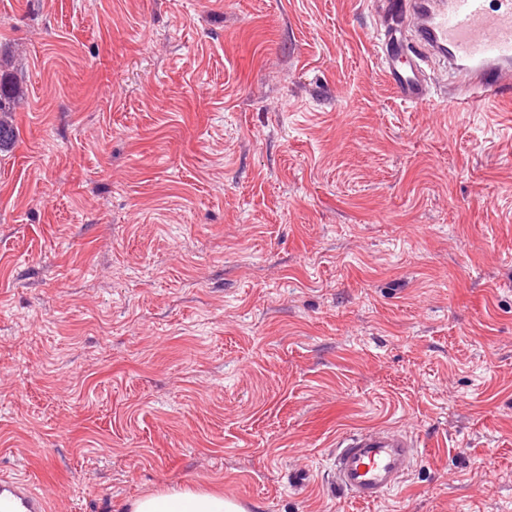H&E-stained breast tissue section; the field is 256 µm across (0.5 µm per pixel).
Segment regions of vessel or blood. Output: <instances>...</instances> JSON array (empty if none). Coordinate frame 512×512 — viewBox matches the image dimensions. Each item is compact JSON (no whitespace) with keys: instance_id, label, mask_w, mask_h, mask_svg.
Wrapping results in <instances>:
<instances>
[{"instance_id":"vessel-or-blood-1","label":"vessel or blood","mask_w":512,"mask_h":512,"mask_svg":"<svg viewBox=\"0 0 512 512\" xmlns=\"http://www.w3.org/2000/svg\"><path fill=\"white\" fill-rule=\"evenodd\" d=\"M488 0H413L419 50L396 52L397 32L385 35L379 59L401 101L433 104L451 112L478 100L512 104V0L489 12ZM441 54L465 90L434 93L420 65L424 55ZM413 441L398 431L364 430L343 437L333 456L331 477L350 498L374 503L394 490L406 469ZM0 512H50L47 499L26 479L0 476Z\"/></svg>"}]
</instances>
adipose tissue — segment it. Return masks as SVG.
I'll return each instance as SVG.
<instances>
[{
	"instance_id": "obj_1",
	"label": "adipose tissue",
	"mask_w": 512,
	"mask_h": 512,
	"mask_svg": "<svg viewBox=\"0 0 512 512\" xmlns=\"http://www.w3.org/2000/svg\"><path fill=\"white\" fill-rule=\"evenodd\" d=\"M124 512H247L236 500L205 490L168 488L128 501Z\"/></svg>"
}]
</instances>
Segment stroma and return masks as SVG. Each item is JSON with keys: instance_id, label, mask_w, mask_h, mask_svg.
<instances>
[{"instance_id": "35a3bbf8", "label": "stroma", "mask_w": 512, "mask_h": 512, "mask_svg": "<svg viewBox=\"0 0 512 512\" xmlns=\"http://www.w3.org/2000/svg\"><path fill=\"white\" fill-rule=\"evenodd\" d=\"M389 0H0V475L52 512H512V113L395 98ZM417 443L355 502L338 440ZM0 153L12 151L18 141L19 129L15 122V104L27 91L22 75L6 73L0 64ZM123 512H248L238 501L205 490L168 488L128 501Z\"/></svg>"}]
</instances>
